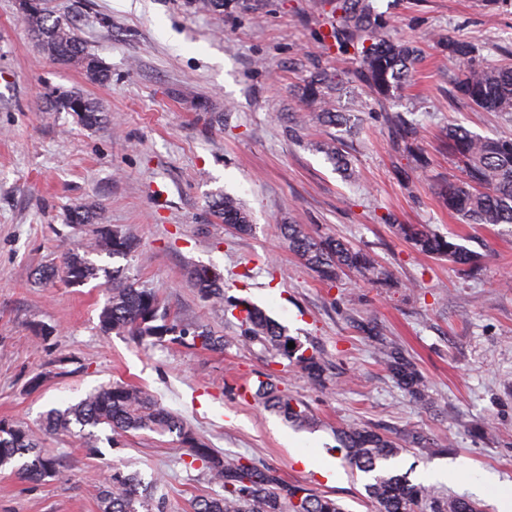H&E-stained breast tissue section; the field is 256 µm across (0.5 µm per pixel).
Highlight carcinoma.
Instances as JSON below:
<instances>
[{
	"mask_svg": "<svg viewBox=\"0 0 512 512\" xmlns=\"http://www.w3.org/2000/svg\"><path fill=\"white\" fill-rule=\"evenodd\" d=\"M333 26L327 37L339 51L361 45L360 67L356 77L382 96L391 95L407 77L418 59V49L409 42H391L381 37L383 21L359 3V0H326ZM23 21L40 48L48 55L72 62L94 81H104L107 73L101 63L85 52L67 21L50 19L41 0H21ZM448 58L461 68L456 92L486 112L512 114V66L483 65L476 60L475 47L467 40L448 38ZM48 98L59 112H73L87 124L101 120V108L78 89L52 90ZM321 149L336 169L348 170L346 156L328 138ZM448 149L457 155L464 167L465 180L450 181L441 188L448 211L471 224H512V140L481 138L461 125L448 127ZM214 214L221 223L240 233L251 229L246 211L228 196L214 201ZM284 231L289 247L314 270L321 279L333 282L341 273L350 271L369 282L390 278L367 253L330 236L314 237L301 224H286ZM402 234L421 254L447 257L469 266L474 256L463 246L432 233L426 226L400 224ZM133 249L132 240L116 229H101L81 250L64 253L60 264L38 270L39 280L49 282L56 276L71 284H84L98 278L100 268L90 259L92 254L124 255ZM198 292L214 303H224L220 279L208 269L193 273ZM241 317L243 343H258L272 358L285 359L300 368L317 386L325 383L324 362L319 352H307L299 343L288 347L294 338L272 320L261 308L246 300L234 305ZM101 330L106 334L131 337L141 344L168 341L180 345L221 348L226 343L205 325L187 326L171 315L157 295L137 287L130 277L112 271V288L99 314ZM385 362L398 381L418 402L425 404L428 395L415 364L391 343L380 341ZM252 397L265 407L277 411L296 427L314 424L308 405L274 388L260 383ZM106 426L112 432L107 441L113 443L129 432L170 433L191 458L187 467L199 469L220 485L218 497L196 499L194 512H343L336 500L321 495L302 484L289 483L276 471L260 468L238 456H227L208 447L193 429L163 407L148 392L137 387L115 383L89 394L75 405L54 409L46 417L45 430L62 437L75 435L73 426ZM341 459L352 469L373 474L366 491L377 505V512H481L480 506L461 497H442L431 488L414 484L406 475L384 472L382 462L406 448L421 451L435 447V442L421 432L407 430L396 439L369 428L348 425L338 430ZM39 434L28 427L0 421V468L14 467L25 480L38 481L58 473L57 458L38 451ZM161 483L156 476L144 484L137 474H126L119 468L108 472L100 493L101 512H165L164 502L154 499Z\"/></svg>",
	"mask_w": 512,
	"mask_h": 512,
	"instance_id": "cac0c4a2",
	"label": "carcinoma"
}]
</instances>
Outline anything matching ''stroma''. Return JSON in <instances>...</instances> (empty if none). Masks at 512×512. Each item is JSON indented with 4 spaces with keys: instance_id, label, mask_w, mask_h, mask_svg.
<instances>
[{
    "instance_id": "stroma-1",
    "label": "stroma",
    "mask_w": 512,
    "mask_h": 512,
    "mask_svg": "<svg viewBox=\"0 0 512 512\" xmlns=\"http://www.w3.org/2000/svg\"><path fill=\"white\" fill-rule=\"evenodd\" d=\"M19 2L0 0V420L38 429L51 409L134 384L210 447L273 468L347 512H376L365 489L371 475L343 465L330 481L312 460L330 456L349 424L391 437L416 429L435 448L404 450L386 470L498 512L496 492L473 496L446 472L461 463L512 485V225L465 223L439 192L464 177L448 153L449 125L512 138L511 114L455 97L458 68L446 49L453 35L475 44L480 62L512 65V0H369L385 38L420 51L385 99L353 78L358 57L328 38L323 0H224L220 11L210 0H44L106 68L103 82L46 56ZM336 72L343 82H322ZM317 80L320 95L308 96ZM50 86L82 90L103 108L102 121L89 126L51 109ZM326 110L349 115V127L325 126ZM332 135L347 172L319 149ZM222 195L250 212L251 232L213 216ZM87 203L99 207L98 223H71ZM286 224L350 241L391 281L347 272L323 283L289 250ZM400 224L427 225L479 253L477 268L419 254ZM101 227L120 229L137 248L93 255L96 265L122 269L183 322L208 325L229 345L106 336L98 327L106 278L39 283L38 268ZM200 268L220 275L225 300H248L316 349L325 387L288 361L271 362L260 344L235 343L240 323L200 295L192 278ZM368 317L416 364L429 405L410 399L356 328ZM266 377L309 405L313 427H294L252 398ZM94 433L95 454L79 439L43 435L42 452L60 460L44 481L0 469V512H100L112 465L147 481L163 475L166 512H192L194 499L219 490L182 463L176 435L132 432L112 446L105 429Z\"/></svg>"
}]
</instances>
